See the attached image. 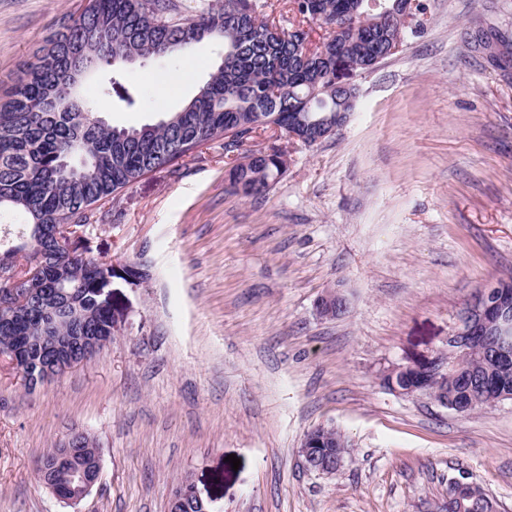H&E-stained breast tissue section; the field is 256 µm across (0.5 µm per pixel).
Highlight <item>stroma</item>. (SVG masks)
Wrapping results in <instances>:
<instances>
[{"mask_svg": "<svg viewBox=\"0 0 512 512\" xmlns=\"http://www.w3.org/2000/svg\"><path fill=\"white\" fill-rule=\"evenodd\" d=\"M86 2L0 0V98ZM425 2L420 32L358 76L336 135L240 147L285 150L267 193H225L232 161L210 142L102 207L89 256L148 280L115 281L123 330L62 377L29 390L0 360V512H167L184 478L212 512H437L452 481L512 512V400L460 415L378 380L442 348L471 296L512 275V0ZM222 52L205 40L82 93L112 125L138 127L189 102ZM111 79L137 89L135 109L103 96ZM159 79L178 92L161 96ZM329 291L349 303L334 320L316 311ZM322 426L348 444L333 477L300 452ZM75 432L102 471L69 505L35 462Z\"/></svg>", "mask_w": 512, "mask_h": 512, "instance_id": "obj_1", "label": "stroma"}]
</instances>
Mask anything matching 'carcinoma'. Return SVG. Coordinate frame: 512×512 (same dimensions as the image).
<instances>
[{
  "instance_id": "obj_1",
  "label": "carcinoma",
  "mask_w": 512,
  "mask_h": 512,
  "mask_svg": "<svg viewBox=\"0 0 512 512\" xmlns=\"http://www.w3.org/2000/svg\"><path fill=\"white\" fill-rule=\"evenodd\" d=\"M367 0H292L302 21L321 23L329 36L316 45L301 29L285 32L265 16L264 0H89L76 18L62 22L35 61L0 101V214L24 218L22 232L0 256L21 277L49 296L31 298L10 317H0V353L26 356V339L39 326L64 323L52 296L65 291L90 311L84 324L109 338L110 310L98 288L112 276V263L72 253L69 247L95 227V214L154 167H174L198 147L234 131L244 141L260 130L307 129L309 120L336 123L350 112L355 87L337 86L349 72L373 68L392 43L413 33L398 12H377L355 29L341 23L364 10ZM108 32L104 43L89 31ZM204 39L224 43V57L180 111L154 124L118 127L96 116L80 92L81 76H92L135 54L141 60L191 49ZM105 95L127 107L134 90L114 82ZM283 172L281 152L243 157L230 171L235 193L265 192ZM26 264H16L17 255ZM448 377V409L466 414L499 402L512 389V364L494 362L477 349L456 358ZM443 512H495L477 486L448 483Z\"/></svg>"
}]
</instances>
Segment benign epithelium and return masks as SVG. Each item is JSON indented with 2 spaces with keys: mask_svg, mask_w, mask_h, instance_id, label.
I'll list each match as a JSON object with an SVG mask.
<instances>
[{
  "mask_svg": "<svg viewBox=\"0 0 512 512\" xmlns=\"http://www.w3.org/2000/svg\"><path fill=\"white\" fill-rule=\"evenodd\" d=\"M23 280L18 278L7 261L0 262V314L10 315L25 299L36 294L35 288L22 287ZM348 310L347 299L335 291H329L317 302V311L325 319H335ZM497 336L500 343L492 350V357L502 363L512 361V290L494 281L479 289L459 315L454 332L448 336L445 346L432 356L409 364H391L380 373V378L399 374H408L415 385L405 389L393 388L392 393L399 396H413L425 392L427 381L448 376V361L455 352L483 339ZM38 355L27 360L25 368L37 377L48 381L64 374L70 369L66 363L71 349L79 347L85 352L98 351L102 340L98 336H88L79 331L72 336H38L35 339ZM86 435L70 436L64 447L57 450V460L74 466V485L63 501L75 503L87 496L97 484L101 473V456H96L89 463H77L80 449L86 446ZM319 443L311 438L303 442L301 453L306 466L326 476H334L343 463L344 453L337 459L322 457L313 452ZM202 501L192 483L186 481L171 493V501Z\"/></svg>",
  "mask_w": 512,
  "mask_h": 512,
  "instance_id": "obj_1",
  "label": "benign epithelium"
}]
</instances>
